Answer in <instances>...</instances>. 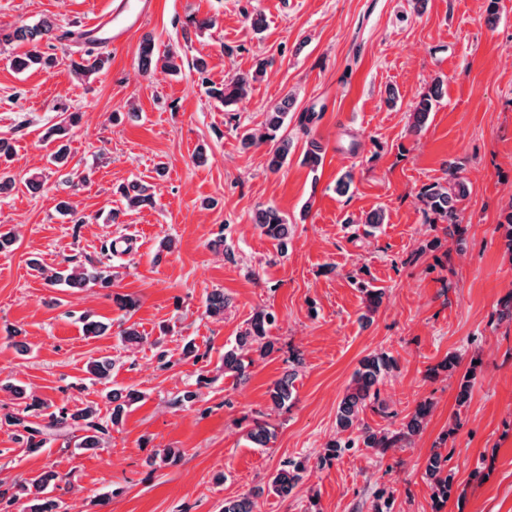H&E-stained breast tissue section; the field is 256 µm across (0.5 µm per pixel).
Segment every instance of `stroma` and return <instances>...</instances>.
I'll list each match as a JSON object with an SVG mask.
<instances>
[{
  "label": "stroma",
  "instance_id": "obj_1",
  "mask_svg": "<svg viewBox=\"0 0 512 512\" xmlns=\"http://www.w3.org/2000/svg\"><path fill=\"white\" fill-rule=\"evenodd\" d=\"M111 6L0 0V28L49 19L75 33L58 43L61 63L49 71L14 70L10 60L23 45H0V138L14 147L8 168L17 180L0 202V225L20 234L0 254V380L72 411L106 408L110 387L142 398L95 451L76 448L72 427L28 450L8 420L15 403L0 401V480L55 472L64 512H220L282 460L302 456V481L288 497L257 498L255 512H373L380 490L391 495L392 512H512V319L501 307L512 292V260L498 229L512 206V0H153L151 18L113 51L109 69L78 78L67 65L85 51L76 33ZM210 16L215 28L193 27ZM147 34L158 49L179 48V75L142 72ZM265 57L273 65L228 108L207 98L195 70L205 60L220 85ZM438 77L436 107L411 134L409 109ZM288 96L295 147L273 173L268 145L246 150L239 136L261 128L267 107ZM68 110L82 120L62 175L48 166L54 146L43 134ZM308 110L318 118L305 129L299 116ZM114 112L120 123L110 122ZM310 138L324 149L315 174L302 162ZM452 166L468 187L460 244L426 223L416 199ZM34 173L43 176L36 191L24 184ZM346 173L353 179L342 194L336 181ZM134 180L154 186L156 206L109 222L119 206L113 188ZM62 200L85 223L57 211ZM270 205L294 226L283 257L255 226ZM378 208L387 222L365 235L357 219ZM221 233L222 249L213 244ZM167 236L176 240L170 252L160 248ZM34 256L50 267H110L114 284L51 286L29 267ZM365 283L385 291L367 321ZM217 289L231 298L221 319L205 313ZM126 294L138 300L129 313L114 301ZM262 308L276 316L270 334L279 350L239 384L224 374V346ZM85 314L116 327L135 323L143 340L125 346L114 334L86 335ZM12 327L20 337L9 336ZM189 340L199 361L183 355ZM21 342L27 352L18 351ZM379 351L397 367L380 386L386 412L366 408L363 421L396 429L424 399L434 404L429 420L409 447L382 457L353 448L322 461L354 371ZM451 353L481 361L462 408L457 377L428 374ZM101 356L115 361L108 384L87 383V362ZM292 369L289 408L271 410L269 386ZM200 374L211 383L199 400L171 405ZM262 413L276 435L258 448L242 422ZM164 448L180 449V459L150 464ZM436 451L449 456L456 481L440 507L425 479ZM105 492L110 500L100 501Z\"/></svg>",
  "mask_w": 512,
  "mask_h": 512
}]
</instances>
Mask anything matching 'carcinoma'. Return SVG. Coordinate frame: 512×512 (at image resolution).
<instances>
[{
    "mask_svg": "<svg viewBox=\"0 0 512 512\" xmlns=\"http://www.w3.org/2000/svg\"><path fill=\"white\" fill-rule=\"evenodd\" d=\"M59 24L43 19L35 24H23L16 27L13 32L0 35V43L13 41L26 44V51L12 59V65L18 70L51 68L59 63L55 53V42L60 39L58 34ZM180 51L177 48H169L160 54L156 50L154 39H143L140 50V67L145 73L156 67L170 73H178L181 65ZM111 57L101 49H88L81 56V60H70L69 66L78 77L89 78L95 74L108 70ZM273 64L270 58L258 61L250 72L239 73L229 82L223 85L211 83L205 73L207 64L204 60H198L196 71L200 75L201 83L208 86L210 98L228 107L247 96L253 82L260 79L267 67ZM441 82L435 81L429 90L420 94L410 109L409 130L418 134L425 127L434 103L440 96ZM292 98L287 97L272 105L266 112V119L262 128L258 131L245 130L241 134L243 147L250 148L260 143H269L268 169L278 171L287 161L292 150L293 141L284 133L283 126L288 117V109ZM82 119L80 112H68L63 119V124L50 130L48 138L57 142L50 163L56 167L64 165L69 157L68 144L64 138L69 130L79 125ZM323 160L322 146L313 139L306 143L303 154V163L311 171H316ZM114 194L120 197L121 203L128 211H135L144 207L155 205V196L150 186L141 183L121 184ZM467 196L465 182L459 178L458 171L450 170L449 179L443 183H433L420 189L417 199L422 212L426 217L432 218V224H444L443 232L449 238L461 243L467 231L463 224L462 210L458 207L460 201ZM384 210H375L365 216L348 223L362 224L367 227L365 233L370 235L378 225L385 223ZM256 226L261 234L275 242L280 253L288 249V239L292 233V225L282 212L268 206L260 210L256 215ZM505 241L506 253L512 259V206L504 216V221L498 224ZM17 242L15 228H6L0 225V254L10 252ZM32 266L51 285H61L67 288H101L112 287L113 276L95 265L83 264L63 268L46 269L34 260ZM366 313L363 318H369L381 305L384 291L380 288L365 289ZM230 304V298L222 291H214L207 298L206 314L210 317L222 318L224 311ZM85 332L89 336H105L112 324L92 319L83 318ZM275 314L266 309H260L254 313L246 327L239 332L234 341L224 346V375L233 378L237 383H244L249 379L248 368L255 359H264L278 351L277 341L270 336V329L275 324ZM114 362L108 357L92 359L87 363L86 373L93 382L102 383L110 379ZM396 367L395 358L387 352L381 351L370 354L359 362V368L355 370L351 384L338 404L336 412V439L329 442L324 448L322 460L327 461L336 458L350 448H370L384 455L392 448H401L409 443L411 438L417 435L430 417L433 403L429 400L419 402L409 418L401 424L398 430H375L361 422L360 413L371 404L380 412H385L386 404L380 399L379 384ZM480 365L469 364L466 373L462 375L458 387V405L467 403L470 391L475 381ZM297 371L291 370L284 377L276 380L268 390L271 408L280 410L288 406L292 399L293 380ZM0 391L10 394L16 400L25 401L22 410L8 416V421L23 428L22 439L26 442V448L36 450L46 445L48 430L63 428L69 423L79 425L83 435L75 442V447L84 450L104 448L109 437V427L118 426L127 409L141 398V393L134 389H114L107 394L110 404V412L107 419L99 417V408L88 405L75 413H68L62 407L49 411V405L33 399L27 400L24 388L11 382H0ZM48 417L45 425L35 424L29 421L31 417ZM246 439L258 447H265L275 437V431L271 424L265 420L256 419L246 427ZM308 467V459L305 457L287 458L279 464L278 468L268 477L263 485L252 489L249 493L237 499L224 501L221 512H254L255 499L263 494H273L285 497L292 492L302 480ZM455 472L448 467V456L435 452L427 462L425 478L430 484L433 496L436 500L444 502L453 491ZM59 477L52 471L43 472L24 484H12L3 486L0 482V505L4 512L15 509V512H63L62 501L52 495L57 486Z\"/></svg>",
    "mask_w": 512,
    "mask_h": 512,
    "instance_id": "cac0c4a2",
    "label": "carcinoma"
}]
</instances>
